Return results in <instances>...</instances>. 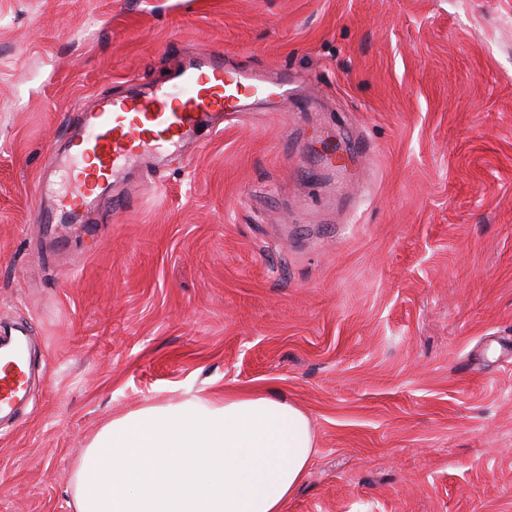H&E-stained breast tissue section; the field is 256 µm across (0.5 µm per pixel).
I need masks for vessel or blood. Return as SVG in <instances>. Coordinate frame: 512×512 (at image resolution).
<instances>
[{
	"instance_id": "b4317fda",
	"label": "vessel or blood",
	"mask_w": 512,
	"mask_h": 512,
	"mask_svg": "<svg viewBox=\"0 0 512 512\" xmlns=\"http://www.w3.org/2000/svg\"><path fill=\"white\" fill-rule=\"evenodd\" d=\"M285 78L262 81L229 68L223 52L200 48L173 69L167 81L144 92L102 95L80 115L68 145L55 153L64 173L61 189L37 186L36 208L65 222L78 212L111 199L113 212L129 208L131 198L114 193L130 164L154 155H177L204 128L220 129L225 116L240 113L245 101L260 97L275 104L286 96ZM23 336H0V415L26 401L23 378L31 365Z\"/></svg>"
}]
</instances>
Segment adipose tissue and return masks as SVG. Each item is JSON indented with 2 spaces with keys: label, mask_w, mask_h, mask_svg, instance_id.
Wrapping results in <instances>:
<instances>
[{
  "label": "adipose tissue",
  "mask_w": 512,
  "mask_h": 512,
  "mask_svg": "<svg viewBox=\"0 0 512 512\" xmlns=\"http://www.w3.org/2000/svg\"><path fill=\"white\" fill-rule=\"evenodd\" d=\"M314 453L308 416L265 392L150 403L88 443L74 512H281Z\"/></svg>",
  "instance_id": "obj_1"
}]
</instances>
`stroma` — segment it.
<instances>
[{
	"mask_svg": "<svg viewBox=\"0 0 512 512\" xmlns=\"http://www.w3.org/2000/svg\"><path fill=\"white\" fill-rule=\"evenodd\" d=\"M199 46L287 103L35 222L77 115ZM0 319L36 370L0 512H74L113 416L226 391L312 422L282 512H512V0H0Z\"/></svg>",
	"mask_w": 512,
	"mask_h": 512,
	"instance_id": "1",
	"label": "stroma"
}]
</instances>
